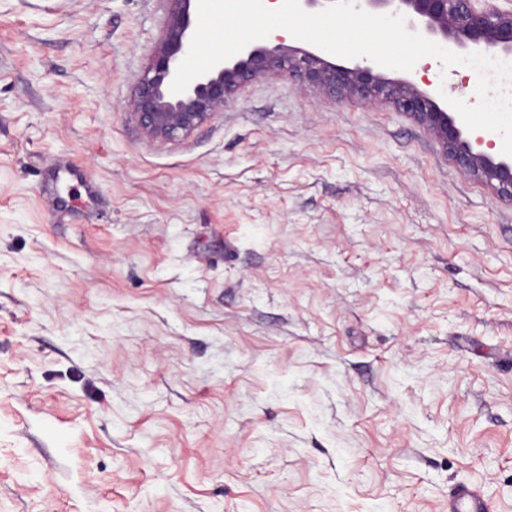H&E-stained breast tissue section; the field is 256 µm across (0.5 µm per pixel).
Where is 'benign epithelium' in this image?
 I'll return each instance as SVG.
<instances>
[{"label": "benign epithelium", "mask_w": 512, "mask_h": 512, "mask_svg": "<svg viewBox=\"0 0 512 512\" xmlns=\"http://www.w3.org/2000/svg\"><path fill=\"white\" fill-rule=\"evenodd\" d=\"M168 2L163 35L130 104L131 115L146 137L157 141L185 137L223 109L246 84L288 73L338 102L392 103L425 126L461 172L512 202V159L495 156L493 144L468 131L458 113L435 93L408 78L391 79L377 64L338 65L310 50L288 46L278 37L265 45L246 46L195 78L184 92L172 93L171 83L194 34V0ZM356 4L370 13H401L413 30L450 39L463 49L512 54V10H479L474 0H356Z\"/></svg>", "instance_id": "obj_1"}]
</instances>
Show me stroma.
<instances>
[{
  "instance_id": "obj_1",
  "label": "stroma",
  "mask_w": 512,
  "mask_h": 512,
  "mask_svg": "<svg viewBox=\"0 0 512 512\" xmlns=\"http://www.w3.org/2000/svg\"><path fill=\"white\" fill-rule=\"evenodd\" d=\"M168 8L0 0V512H512V203L288 77L148 139ZM450 512H490V504L478 493L467 487H460L448 506Z\"/></svg>"
}]
</instances>
